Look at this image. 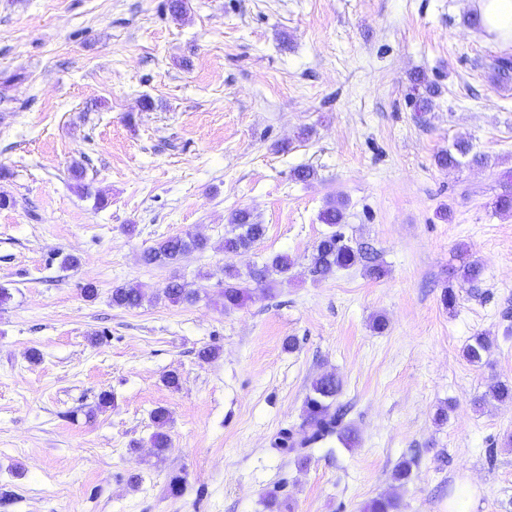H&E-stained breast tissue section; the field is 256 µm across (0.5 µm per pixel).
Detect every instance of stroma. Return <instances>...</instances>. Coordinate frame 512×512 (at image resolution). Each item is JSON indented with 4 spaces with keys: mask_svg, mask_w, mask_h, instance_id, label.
<instances>
[{
    "mask_svg": "<svg viewBox=\"0 0 512 512\" xmlns=\"http://www.w3.org/2000/svg\"><path fill=\"white\" fill-rule=\"evenodd\" d=\"M168 2L0 0V512H268L273 489L280 512L379 496L512 512V401L472 405L512 382V215L493 208L512 195V75L495 69L512 50L470 23L471 0H186L180 17ZM418 76L437 90L424 114ZM458 138L487 165L438 166ZM77 166L106 207L77 191ZM337 197L383 278L311 276ZM240 208L266 233L237 256L223 245ZM186 234L206 249L142 262ZM283 253L287 278L225 308V268ZM175 279L195 303L164 298ZM125 284L139 307L113 306ZM477 335L493 343L480 366L463 355ZM329 373L359 443L301 465L273 441Z\"/></svg>",
    "mask_w": 512,
    "mask_h": 512,
    "instance_id": "stroma-1",
    "label": "stroma"
}]
</instances>
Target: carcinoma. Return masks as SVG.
Wrapping results in <instances>:
<instances>
[{"label":"carcinoma","mask_w":512,"mask_h":512,"mask_svg":"<svg viewBox=\"0 0 512 512\" xmlns=\"http://www.w3.org/2000/svg\"><path fill=\"white\" fill-rule=\"evenodd\" d=\"M483 165L485 156L472 152V145L463 140L455 141L448 150L436 157L440 166H458L462 162ZM348 203L344 199L328 202L320 212L322 223L329 225L332 231L324 234L311 256L309 272L315 278H324L338 269H347L366 259L362 249L355 247L341 231L345 223ZM230 229L224 234V251L247 254L254 244L265 234V225L256 221L247 208L235 210L229 219ZM206 241L191 235L170 236L156 246L144 251L145 264L172 263L184 254L203 250ZM294 260L287 254H277L263 265L254 264L242 273L237 269L224 270V307L242 306L251 295V287L268 282L272 275L288 277ZM483 270L476 262L463 266L461 278L470 287L481 280ZM166 299L172 303L191 304L197 299V291L186 282L172 281L163 289ZM144 293L141 288L131 285L112 289V304L117 307L135 308L142 304ZM491 348V340L486 336H474L463 349V356L474 365L483 363ZM342 392L341 380L334 374L321 375L311 382L309 394L303 407L302 423L299 429L283 432L276 446L296 455L300 460L307 459V450L336 438L343 447L351 448L356 442V434L351 425L344 422V414L333 409L337 397ZM492 398L497 401L512 400V383L495 381L488 385L478 403ZM158 431L151 436L152 447L161 454L168 448V436L163 432L167 422V411L158 408L153 412ZM399 504L392 498L380 497L368 502L362 512H398Z\"/></svg>","instance_id":"obj_1"}]
</instances>
